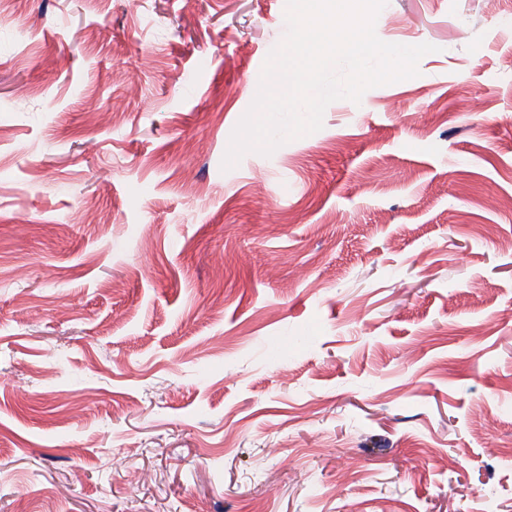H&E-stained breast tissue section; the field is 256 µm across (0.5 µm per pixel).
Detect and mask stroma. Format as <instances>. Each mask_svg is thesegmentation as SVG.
Returning a JSON list of instances; mask_svg holds the SVG:
<instances>
[{"mask_svg": "<svg viewBox=\"0 0 512 512\" xmlns=\"http://www.w3.org/2000/svg\"><path fill=\"white\" fill-rule=\"evenodd\" d=\"M285 5L0 0V512H512V0L222 171Z\"/></svg>", "mask_w": 512, "mask_h": 512, "instance_id": "35a3bbf8", "label": "stroma"}]
</instances>
